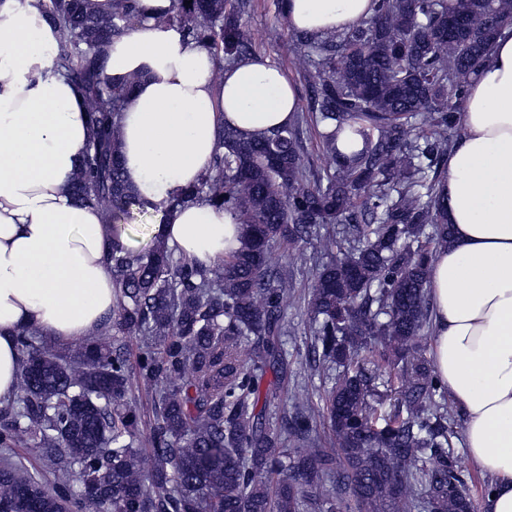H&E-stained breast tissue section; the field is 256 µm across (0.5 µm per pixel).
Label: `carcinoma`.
<instances>
[{"label":"carcinoma","mask_w":512,"mask_h":512,"mask_svg":"<svg viewBox=\"0 0 512 512\" xmlns=\"http://www.w3.org/2000/svg\"><path fill=\"white\" fill-rule=\"evenodd\" d=\"M247 2L174 0L157 24L208 49L221 72L250 54ZM44 12L56 72L84 99L91 131L70 191L112 225L118 298L100 337L73 354L38 328L18 333L17 391L0 406V502L14 512H474L448 391L418 339L430 327L429 269L451 234L439 184L455 102L512 26V0H375L348 32L294 31L330 167L313 172L298 122L260 137L222 129L201 180L168 201L205 199L242 225L240 248L212 268L159 239L139 251L123 241L142 208L120 158L129 87L104 71L111 39L140 19L138 0H112L108 14L48 0ZM346 128L363 144L350 159L336 149ZM311 238L309 369L338 375L320 402L280 407L260 382L288 374L295 287L270 255ZM323 423L339 451L322 446Z\"/></svg>","instance_id":"1"}]
</instances>
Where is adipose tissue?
<instances>
[{"mask_svg": "<svg viewBox=\"0 0 512 512\" xmlns=\"http://www.w3.org/2000/svg\"><path fill=\"white\" fill-rule=\"evenodd\" d=\"M143 19L114 38L107 72L130 84L120 152L129 190L154 212L151 231L204 266L238 248L223 208L166 200L196 184L221 128L259 137L299 110L283 71L249 56L216 74L211 53L156 24L172 0H139ZM374 0H282L291 28L343 32ZM56 38L40 0H0V401L14 395L18 332L41 328L67 345L96 337L115 292L112 227L76 205L69 180L86 149V106L54 71ZM460 135L440 184L451 227L427 287L432 355L463 414L469 457L491 476L480 512H512V27L502 31L457 114Z\"/></svg>", "mask_w": 512, "mask_h": 512, "instance_id": "1", "label": "adipose tissue"}]
</instances>
